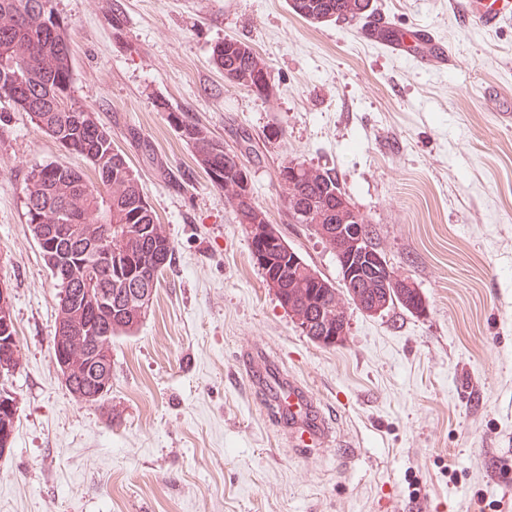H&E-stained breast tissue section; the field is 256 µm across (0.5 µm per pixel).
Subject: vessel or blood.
Listing matches in <instances>:
<instances>
[{"mask_svg":"<svg viewBox=\"0 0 512 512\" xmlns=\"http://www.w3.org/2000/svg\"><path fill=\"white\" fill-rule=\"evenodd\" d=\"M465 13L480 23L490 26L512 16V11L487 10L483 0H465ZM416 63L423 68L445 64L449 51L445 42L437 40L428 29H418L414 37ZM246 376L251 386L263 390L278 407L281 423L288 426V437L298 448H305L329 440L332 430L319 409L311 391L296 381L285 377L271 360L263 357L249 358L245 364Z\"/></svg>","mask_w":512,"mask_h":512,"instance_id":"b4317fda","label":"vessel or blood"}]
</instances>
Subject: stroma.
<instances>
[{
  "label": "stroma",
  "mask_w": 512,
  "mask_h": 512,
  "mask_svg": "<svg viewBox=\"0 0 512 512\" xmlns=\"http://www.w3.org/2000/svg\"><path fill=\"white\" fill-rule=\"evenodd\" d=\"M462 2L377 0L394 31L424 25L448 43V65L422 70L287 0H54L74 94L139 175L174 253L137 331L112 340L104 416L57 371L58 288L24 205L33 169L89 165L0 102V281L22 353L0 512H512L499 466L512 460V127L495 116L512 104V18L465 24ZM227 38L267 62L270 100L225 83L211 48ZM159 100L228 146L252 135L256 203L335 282V255L289 223L276 178L292 159L334 170L425 312L354 310L342 344L309 340ZM256 352L310 388L330 442L289 445L246 379Z\"/></svg>",
  "instance_id": "obj_1"
}]
</instances>
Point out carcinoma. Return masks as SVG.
Instances as JSON below:
<instances>
[{"label":"carcinoma","mask_w":512,"mask_h":512,"mask_svg":"<svg viewBox=\"0 0 512 512\" xmlns=\"http://www.w3.org/2000/svg\"><path fill=\"white\" fill-rule=\"evenodd\" d=\"M48 5L54 13L53 0H0V73H10L12 81L35 89L51 85V92H35L32 99L23 96L4 100L30 113L36 125L62 148L82 156L91 166L94 179L81 170L47 163L34 170L25 188L24 204L27 224L57 230L67 223L75 225L70 235L72 248L66 272H51L61 287L59 300L78 290L85 269L94 263L91 242L112 232V250L124 256L121 266L102 263L97 270L98 287L112 292V311L95 307L91 302L77 303L80 330L67 341L65 360L71 370V394L80 402L107 408L108 393L102 382L86 372L89 356L95 348L112 352V338L130 335L138 329L142 318L121 312L127 304V291L146 288L154 294L159 276L170 266L174 246L162 225L158 224L145 199L139 178L126 155L114 146L112 134L100 122L85 123L89 111L74 95L72 86V49L64 23L49 26L38 2ZM291 12L312 24L339 20L358 22L378 14L373 0H289ZM213 63L224 71V80L231 86H243L257 98L267 101L274 95L269 84L268 67L253 48L237 39L214 44ZM160 111L167 113L169 124L195 152V161L214 186L224 191L238 223L249 229L254 224H267L266 212L253 198L252 191L239 185V168L228 163L229 151L223 142L214 139L208 128L185 113L162 102ZM278 181L284 187L283 208L290 224H334L340 201H350L342 190L336 173L313 168L291 160L281 166ZM294 284L286 289L288 308L294 315L309 314L301 332L320 343L321 328L315 322L319 310L338 320L350 308L372 302L387 308L400 307L410 314L425 310V302L417 299L416 289L372 288L366 296L356 298L344 285H335L326 278L315 283L314 269L298 252ZM20 351L14 359H0V392L5 381L20 366Z\"/></svg>","instance_id":"obj_1"}]
</instances>
